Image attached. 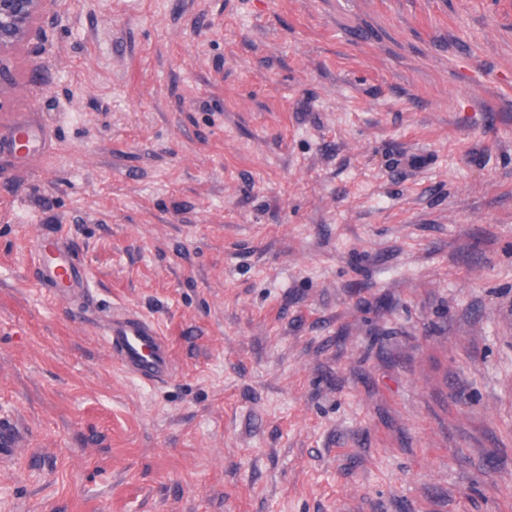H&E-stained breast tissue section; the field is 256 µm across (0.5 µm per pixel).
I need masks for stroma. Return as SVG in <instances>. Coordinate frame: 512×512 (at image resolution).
<instances>
[{"mask_svg":"<svg viewBox=\"0 0 512 512\" xmlns=\"http://www.w3.org/2000/svg\"><path fill=\"white\" fill-rule=\"evenodd\" d=\"M0 67V512H512V0H59ZM31 247L36 280L43 288L66 300L86 297L89 271L62 230L37 235ZM103 335L116 363L133 378L155 385L174 376L169 343L151 320L113 311L104 320ZM30 434L19 421L0 418V461L15 459L24 448H28Z\"/></svg>","mask_w":512,"mask_h":512,"instance_id":"stroma-1","label":"stroma"}]
</instances>
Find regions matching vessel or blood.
<instances>
[{
    "instance_id": "obj_1",
    "label": "vessel or blood",
    "mask_w": 512,
    "mask_h": 512,
    "mask_svg": "<svg viewBox=\"0 0 512 512\" xmlns=\"http://www.w3.org/2000/svg\"><path fill=\"white\" fill-rule=\"evenodd\" d=\"M31 247L36 256V280L42 287L67 300L86 296L89 271L63 231L37 235ZM103 334L109 352L128 375L152 385L173 377L169 343L151 320L115 311L106 316ZM29 441V431L21 422L0 418L1 462L15 459Z\"/></svg>"
}]
</instances>
